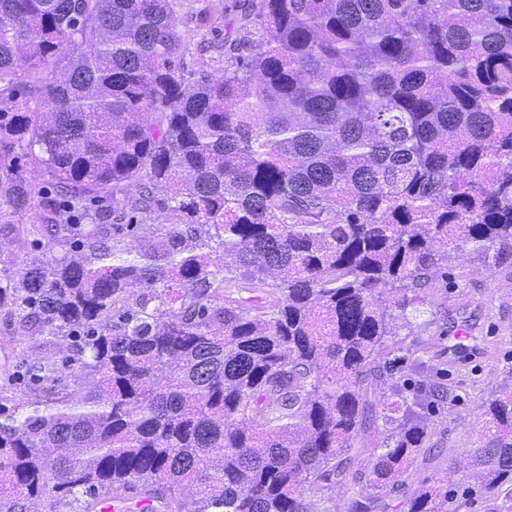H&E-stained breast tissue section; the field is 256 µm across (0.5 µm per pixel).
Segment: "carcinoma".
<instances>
[{
    "mask_svg": "<svg viewBox=\"0 0 512 512\" xmlns=\"http://www.w3.org/2000/svg\"><path fill=\"white\" fill-rule=\"evenodd\" d=\"M184 8L0 0V205L26 217L0 242H49L0 267V306L70 352L0 406V512L105 486L161 512H338V487L345 512H448L441 474L406 485L420 398L383 386L448 254L512 253V0H240L220 44ZM188 15L223 67L187 71ZM158 205L159 242L108 232ZM483 417L473 465L512 502V374ZM34 238L22 235L10 239L5 245L2 258L13 261L14 272L21 273L29 262L44 257L47 240L42 237L40 241H36Z\"/></svg>",
    "mask_w": 512,
    "mask_h": 512,
    "instance_id": "1",
    "label": "carcinoma"
}]
</instances>
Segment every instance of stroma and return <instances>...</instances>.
<instances>
[{
	"label": "stroma",
	"instance_id": "obj_1",
	"mask_svg": "<svg viewBox=\"0 0 512 512\" xmlns=\"http://www.w3.org/2000/svg\"><path fill=\"white\" fill-rule=\"evenodd\" d=\"M448 271L452 288L433 280L428 304L420 319L419 340L428 349L419 360L397 363L391 380L414 389L433 388L431 412L435 432L429 444L448 472V512H490L493 503L480 487L470 464L469 451L477 447L482 431L483 405L512 369V256L482 261L471 255H452ZM468 318L483 350L471 360L451 362L439 356L440 338L448 327ZM64 349L42 345L22 329L17 317L0 309V382L24 372L41 358L62 359Z\"/></svg>",
	"mask_w": 512,
	"mask_h": 512
}]
</instances>
